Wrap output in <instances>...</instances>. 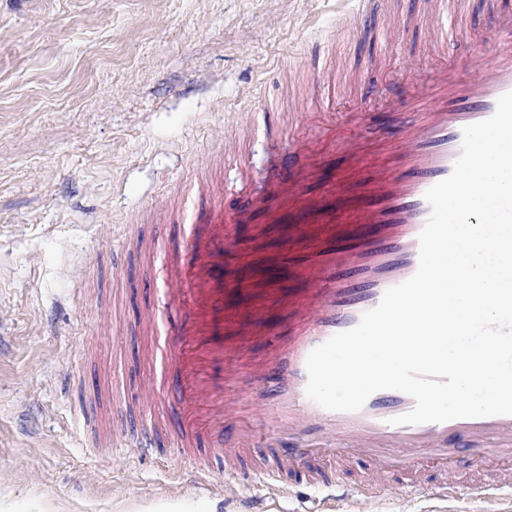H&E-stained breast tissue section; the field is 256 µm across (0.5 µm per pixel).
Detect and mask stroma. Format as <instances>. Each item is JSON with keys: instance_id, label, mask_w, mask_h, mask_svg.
Returning <instances> with one entry per match:
<instances>
[{"instance_id": "stroma-1", "label": "stroma", "mask_w": 512, "mask_h": 512, "mask_svg": "<svg viewBox=\"0 0 512 512\" xmlns=\"http://www.w3.org/2000/svg\"><path fill=\"white\" fill-rule=\"evenodd\" d=\"M426 0H380L372 18L409 15L402 52L379 60L346 0H0V512H227L174 452L112 450L133 426L151 372L143 327L157 300V235L181 239L189 171L225 181L248 115L276 102L285 132L315 140L331 117L300 120L305 77L334 38L348 72L396 91L437 61ZM512 0H471L468 70ZM225 268L287 254L255 212Z\"/></svg>"}]
</instances>
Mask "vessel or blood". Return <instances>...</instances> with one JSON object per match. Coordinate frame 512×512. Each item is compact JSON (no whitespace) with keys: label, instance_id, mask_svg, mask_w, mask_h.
Listing matches in <instances>:
<instances>
[{"label":"vessel or blood","instance_id":"b4317fda","mask_svg":"<svg viewBox=\"0 0 512 512\" xmlns=\"http://www.w3.org/2000/svg\"><path fill=\"white\" fill-rule=\"evenodd\" d=\"M466 7L467 0H432L427 23L441 49L457 46ZM494 41L482 69L437 64L413 79L415 94L406 102L361 81L351 111L376 106L380 116L347 140L325 138L321 153L304 138L283 139L274 111L266 110L264 195L251 192L243 148L233 154L234 189L197 183L210 204L167 255L166 308L176 317L166 346L149 350L150 361L164 367L143 395L147 408L167 406L171 414L164 423L150 414L133 434L118 430L113 449L147 454L171 443L184 469L200 479L222 470L229 489L250 478L271 485L286 471L297 483L334 493L350 512H373L379 496L400 489L420 490L435 512H459L464 500L478 502L479 512H504L512 499V415L397 425L394 417L414 406L404 392H375L355 412L326 410L306 394L309 353L354 328L389 288L416 273L418 237L431 213L426 191L451 174L463 128L491 117L500 96L512 91V15L495 27ZM316 178L323 190L313 196L305 185ZM257 208L275 218L300 216L288 238L305 246L291 265L302 286H256L245 307L228 315L224 301L238 293L239 281L225 277L224 255ZM274 307L286 316V338L270 351L266 395L254 403L237 384L253 347L269 333ZM225 327L233 334L227 343L219 340ZM358 463L360 478L347 480Z\"/></svg>","mask_w":512,"mask_h":512}]
</instances>
